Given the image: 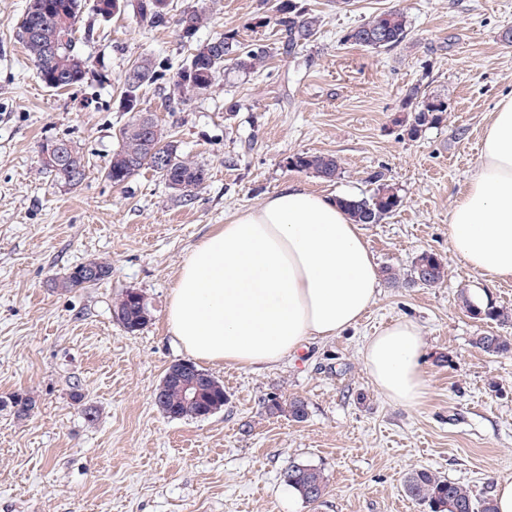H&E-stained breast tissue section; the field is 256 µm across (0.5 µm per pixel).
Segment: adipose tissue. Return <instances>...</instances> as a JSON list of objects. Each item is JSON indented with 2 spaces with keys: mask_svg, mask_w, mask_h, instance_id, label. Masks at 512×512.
Wrapping results in <instances>:
<instances>
[{
  "mask_svg": "<svg viewBox=\"0 0 512 512\" xmlns=\"http://www.w3.org/2000/svg\"><path fill=\"white\" fill-rule=\"evenodd\" d=\"M451 251L493 281L512 280V94L490 114L481 159L448 226ZM379 293L359 225L335 198L284 184L240 212L182 263L167 322L179 346L209 363L261 369L360 322ZM418 326L398 320L373 336L365 363L386 398L417 405L426 388Z\"/></svg>",
  "mask_w": 512,
  "mask_h": 512,
  "instance_id": "1",
  "label": "adipose tissue"
}]
</instances>
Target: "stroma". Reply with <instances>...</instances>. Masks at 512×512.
<instances>
[{"label": "stroma", "instance_id": "obj_1", "mask_svg": "<svg viewBox=\"0 0 512 512\" xmlns=\"http://www.w3.org/2000/svg\"><path fill=\"white\" fill-rule=\"evenodd\" d=\"M303 2L320 27L285 55L276 25H248L262 0H215L197 43L238 31L243 43L273 47L265 70L227 73L171 109L158 86L141 91L139 112L153 114L207 172L187 201L151 171L115 186L103 168L132 118L120 106L122 75L142 55L186 59L175 19L201 0H172L171 23L157 29L130 7L102 20L83 0L80 50L93 73L68 90L46 87L26 59L17 31L27 0H0V398L36 400L24 421L0 410V512H430L404 492L414 470L468 485L480 499L512 476V354L491 357L474 345L485 332L512 337V326L472 318L460 298L480 292L512 310V281H489L448 244L490 114L512 91V0ZM390 9L409 20L398 46L347 41ZM414 85L447 98L448 112L412 138L405 93ZM50 139L83 152L79 185L60 186L43 170L40 145ZM301 152L337 157L339 178L288 168V156ZM377 172L403 203L361 230L378 267L392 268L399 283L381 284L357 326L272 367L209 366L224 384L222 409L167 418L154 392L187 355L166 309L193 248L283 184L355 196L370 192ZM425 252L443 260L444 282L405 287ZM91 260L111 263V277L59 288L71 267ZM129 289L151 314L133 334L112 312ZM401 318L415 321L424 340L427 386L412 407L383 397L364 359L371 336ZM295 397L307 405L304 420L266 409L270 399ZM294 461L326 475L318 502L285 484Z\"/></svg>", "mask_w": 512, "mask_h": 512}]
</instances>
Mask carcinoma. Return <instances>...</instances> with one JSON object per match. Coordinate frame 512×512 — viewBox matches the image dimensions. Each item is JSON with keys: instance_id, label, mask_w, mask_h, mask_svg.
Returning a JSON list of instances; mask_svg holds the SVG:
<instances>
[{"instance_id": "obj_1", "label": "carcinoma", "mask_w": 512, "mask_h": 512, "mask_svg": "<svg viewBox=\"0 0 512 512\" xmlns=\"http://www.w3.org/2000/svg\"><path fill=\"white\" fill-rule=\"evenodd\" d=\"M82 0H28L20 23L18 37L28 59L36 68L41 82L48 88L65 89L83 83L92 71L90 60L77 48L75 34L80 19ZM141 21L152 28L165 27L170 22V11L145 13L137 6ZM189 17V26L179 27L182 39L191 45L186 61L174 64L165 57L142 56L132 63L121 77L122 93L139 95L147 85L166 80L165 101L179 104L191 94L209 91L227 69L245 74L257 73L266 67L271 48L265 44L246 45L235 31H227L205 44H194L198 31L208 24L207 6H194L183 11ZM275 24L281 35L284 53L291 55L304 48L317 34L319 18L312 15L301 0H274L271 12L254 15L250 27L262 28ZM408 20L400 10L383 11L351 30L346 40L368 49H391L407 36ZM172 77H167V74ZM406 105L411 108L407 122V135L419 136L422 131L442 123L448 112V99L429 96L413 87L406 93ZM57 143L69 150L67 164L60 167L43 165L54 181L61 186L74 187L85 178L83 157L71 142L63 139ZM288 167L312 173L326 181L340 175L337 158L322 153H296L288 158ZM143 170H149L183 198H192L206 180L205 169L182 157L173 135L152 118L142 119L136 114L119 130V144L108 160L104 175L113 185H123ZM376 187L368 194L338 198V203L356 224H379L401 205L399 189L386 182L383 176H374ZM417 262L428 266L424 275L413 271L405 282L407 286L435 287L446 277L443 261L433 253H423ZM98 274L95 279L87 275L85 265L72 267L63 277L60 287L67 290L87 288L108 278L111 267L105 261H95ZM467 311L480 320L496 321L501 325L512 323V313L492 305L481 308L464 299ZM113 315L128 333L143 329L149 321V311L143 295L132 297L121 293L113 305ZM475 345L490 356L512 353V340L494 333H486L475 340ZM208 378V400L191 402L185 397L180 384L168 381L156 389V406L168 418H201L208 416V401L224 398V384L211 373L203 370ZM271 413L288 411L295 421L306 418L307 405L300 399L288 401L283 408L274 399L267 405ZM284 482L308 503L319 501L326 491V478L322 470L311 464L293 462L284 471ZM406 495L428 505L430 512H495L493 500L477 499L473 491L460 482L443 479L428 469H419L405 480Z\"/></svg>"}]
</instances>
